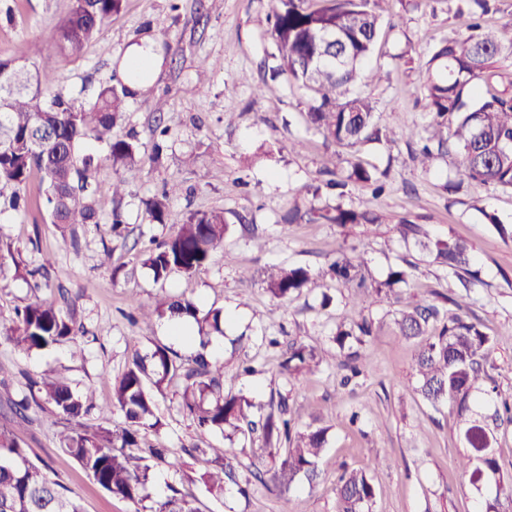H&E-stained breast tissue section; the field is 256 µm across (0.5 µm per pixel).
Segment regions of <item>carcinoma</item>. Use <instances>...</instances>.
I'll use <instances>...</instances> for the list:
<instances>
[{"label":"carcinoma","instance_id":"obj_1","mask_svg":"<svg viewBox=\"0 0 512 512\" xmlns=\"http://www.w3.org/2000/svg\"><path fill=\"white\" fill-rule=\"evenodd\" d=\"M124 0H73L66 18L51 30V39L59 50L78 56L94 41L111 17L123 8ZM384 0H269V35L279 61L276 73L310 92L307 124L325 142L355 152L370 143L390 145L395 131L382 123L377 105L362 92V87L379 79L378 72L367 70L365 60L371 55L383 29ZM473 7L454 15L467 32L463 39L442 40L431 50L424 81L425 98L430 110L427 136L410 159L423 169L435 157L454 149V167L459 177L484 186L512 189V92L492 88L494 64L504 53H512V20L495 28L481 23L491 10V0H471ZM32 48L22 47L13 57L0 59V213L18 210L28 204L26 187L33 173L40 175L44 203L51 223L70 230L75 225L99 223L97 197L110 192L121 197L126 180L118 177L108 186L93 184L88 172L98 158L81 151V145L94 140L108 146V160L115 169L135 170L145 160L156 161L159 147L145 156L141 146L113 137V129L124 120L126 86H99L86 98L75 95H50L53 78L29 67ZM344 179H330L326 187L345 195L349 183H361L378 196L384 189L388 171L369 169L359 159L349 162ZM178 187L164 188L146 205L152 223L163 224L169 202ZM286 224L327 223L379 224L381 218L370 207L333 208L314 205L302 209L295 205L283 216ZM230 229L224 212L189 213L174 234L145 260L154 279L173 272L191 276L224 245ZM401 238L414 240L426 257L445 271L454 273L464 290L470 289L471 247L450 236L432 239L421 225L403 219L397 225ZM361 258L340 250L326 274L344 285L373 295L391 304L402 302L397 285L407 282L408 272L392 270L388 279L369 285L361 273ZM266 291L275 299L285 300L314 282L310 269L303 266H272L262 279ZM439 301L406 307L397 311L392 323L396 335L416 343V391L433 408L446 405L464 418L465 452L458 465L470 486L482 482L491 492L479 496L475 512H512V478L504 476L489 422H512V404L503 402L493 414H481L482 403L476 396L485 375L484 361L492 346L491 338L479 324L468 319V304L463 300L437 295ZM138 317L154 316L190 319L198 332L207 335L221 331L223 311L203 309L187 297L170 298L155 306L141 304ZM380 326L363 317L336 327L334 341L339 347V365L352 375L362 373L368 355L345 350L350 338L359 345L376 334ZM83 333L68 298L61 302L35 299L0 324V335L27 350H42L72 340ZM202 351L185 367L166 347L156 348L150 356L133 361L112 382V406L124 416L122 427L88 430L79 418L94 406L93 392L77 393L63 379H44L38 388L42 402L52 413L73 423L61 435V451L72 457L105 491L134 505L149 498L151 466L136 454L142 431L161 427L154 400L147 384L161 388L175 377L182 379L183 404L197 427L206 430L230 429L244 432L254 425L257 405L249 396L224 393V371ZM314 351L306 346L290 345L283 369L292 376L311 369ZM290 408L281 400L277 412L268 413L262 423L266 443L284 444L279 465L258 475L267 476L273 488L283 491L302 474L309 482L319 477L318 463L326 449L327 428L314 418L292 431ZM212 456V467L202 475L212 491L224 489V479H234L231 456L233 448H204ZM377 489L364 470L344 472L338 479V512H373ZM0 512H82L64 487L52 480L48 468L27 460L26 453L9 427L0 424ZM150 512H199L195 501L175 490L154 503Z\"/></svg>","mask_w":512,"mask_h":512}]
</instances>
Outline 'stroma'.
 I'll return each instance as SVG.
<instances>
[{
	"label": "stroma",
	"instance_id": "obj_1",
	"mask_svg": "<svg viewBox=\"0 0 512 512\" xmlns=\"http://www.w3.org/2000/svg\"><path fill=\"white\" fill-rule=\"evenodd\" d=\"M461 0H386L385 28L369 60L379 81L368 94L381 119L399 130L423 131L429 122L423 84L431 46L463 38L454 12ZM71 0H0V58L12 57L20 44H38L30 65L56 75V93L93 94L100 83L125 82L120 65L132 46L150 44L158 59L144 88L132 90L118 136H135L144 148L153 146L156 125L168 126L158 163L129 172L122 198L103 193L99 221L81 224L70 236L52 224L40 196L38 179L27 186L28 208L0 214V320L34 298L27 272L43 257L54 260L52 286L44 297L66 292L86 333L76 343L27 351L0 338V399L31 400L28 420L10 422L16 440L37 464L47 465L81 503L83 512H134L132 503L103 491L71 457L59 450L58 427L46 409L35 406L33 381L64 378L73 390L94 391L95 406L82 416L83 425L115 428L124 422L112 406V382L135 356L165 346L184 359L200 349L199 341L173 336L168 322H132L136 304H152L170 296L196 300L203 308H233L241 320L224 334L209 359L224 367L225 390L245 391L256 402L285 396L291 406L327 427V447L308 482L298 477L292 489L268 490L252 473L256 462L279 463L281 453L261 433L225 437L218 430L199 431L182 407V390L171 382L154 391L158 431L144 435V446L164 444L184 465L153 466L152 497L171 489L193 496L200 512H337L336 480L346 470L363 469L378 489L375 512H472L474 493L461 475L463 420L448 408L433 409L416 392L413 341L394 335L383 324L365 350L370 363L351 384L342 385L332 338L339 323L359 316L381 320L390 311L373 299L356 305L355 289L330 280L293 294L288 302L273 299L261 282L272 265L326 267L337 250L356 251L365 262L369 282L386 279L403 260L414 262L404 302H433L436 292L454 293L457 279L443 272L414 247L404 243L396 226L403 217L419 219L431 237L465 239L476 256L477 277L470 290L467 315L493 338L482 389L512 401V239L497 224L512 225V190L484 189L467 183L447 189L454 179L452 154L433 160L422 170L409 159L405 140L392 147L371 144L361 149L370 165L386 168L390 178L384 194L371 198L362 186L351 185L343 203L368 206L381 215L374 226L342 228L334 224H284L280 218L292 205L335 204V197H313L328 159L338 174L348 169V150L333 152L322 137L307 129L308 96L286 81L271 78L275 46L269 34L268 0H125L100 36L82 54L68 57L49 40L48 31L68 14ZM206 82L197 79L198 69ZM264 83L263 96L253 86ZM232 121H225V114ZM175 184L165 223H149L144 202ZM223 211L232 220L231 233L206 267L193 277L171 274L155 280L145 265L151 241L172 234L188 213ZM120 212L127 236L113 238L110 221ZM498 218L489 224L487 214ZM261 236L256 247L253 236ZM111 264H103L104 250ZM250 280H242V272ZM279 346H269L271 337ZM313 348L319 365L292 379L280 364L290 343ZM254 372L239 375L242 361ZM359 412L349 424L351 412ZM233 447L235 478L223 493L210 491L201 476L208 468L206 448Z\"/></svg>",
	"mask_w": 512,
	"mask_h": 512
}]
</instances>
